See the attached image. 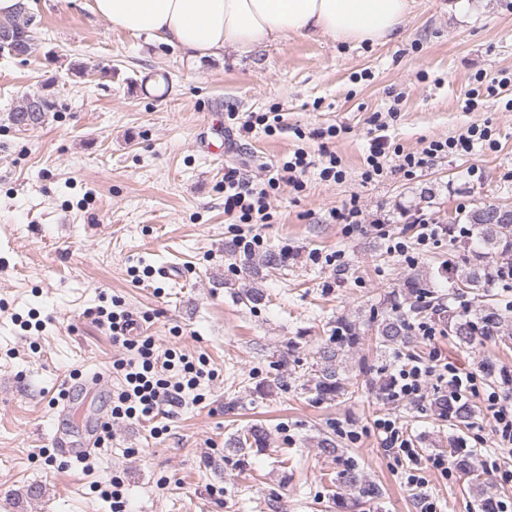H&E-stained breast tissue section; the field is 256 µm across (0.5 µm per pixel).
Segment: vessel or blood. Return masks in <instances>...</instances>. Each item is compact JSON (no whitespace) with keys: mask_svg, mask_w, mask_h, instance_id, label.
<instances>
[{"mask_svg":"<svg viewBox=\"0 0 512 512\" xmlns=\"http://www.w3.org/2000/svg\"><path fill=\"white\" fill-rule=\"evenodd\" d=\"M103 374L95 373L69 384V399L58 412V424L50 434L49 443L67 458L89 453L95 445L97 430L109 416L108 409L96 410L92 404L105 386Z\"/></svg>","mask_w":512,"mask_h":512,"instance_id":"b4317fda","label":"vessel or blood"}]
</instances>
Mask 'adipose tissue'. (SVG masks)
Masks as SVG:
<instances>
[{
	"label": "adipose tissue",
	"mask_w": 512,
	"mask_h": 512,
	"mask_svg": "<svg viewBox=\"0 0 512 512\" xmlns=\"http://www.w3.org/2000/svg\"><path fill=\"white\" fill-rule=\"evenodd\" d=\"M413 0H91L112 26L148 33L198 60L291 37L339 43L400 38Z\"/></svg>",
	"instance_id": "obj_1"
}]
</instances>
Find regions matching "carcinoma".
I'll list each match as a JSON object with an SVG mask.
<instances>
[{
  "instance_id": "1",
  "label": "carcinoma",
  "mask_w": 512,
  "mask_h": 512,
  "mask_svg": "<svg viewBox=\"0 0 512 512\" xmlns=\"http://www.w3.org/2000/svg\"><path fill=\"white\" fill-rule=\"evenodd\" d=\"M9 38L22 47L25 55H32L37 47V36L31 18L22 13L0 20V45ZM55 110L49 94H25L11 110L9 119L31 128L46 121ZM449 231L462 230L461 238H477L482 249L462 263H448L438 274L448 279V295H472L469 303L458 311H448L441 298L429 288L428 277L422 271L411 273L401 289L394 290L378 307H371L368 318L360 322L346 316L336 318L330 336L316 351L314 362L302 367L298 361H289L291 353L283 352L275 361L278 368H287L288 376L301 381L302 390L316 404L352 399L362 390L388 401L393 395L394 378L386 367L371 362L362 355L355 367L349 359L362 350L366 342L375 343L381 352L399 351L413 342L415 323L429 319L440 320L448 335L461 345L476 340L498 337L512 339V316L509 310L498 308L491 293V285L500 279L505 269H512V209L493 202H482L470 210L460 209L448 214ZM288 254L268 249L255 252L243 250L241 272L248 278H257L263 271L271 272L286 266ZM239 298L252 308L265 299L264 291L255 286L241 289ZM485 373L491 383L512 394V372L495 364H485ZM431 407L441 421H451L459 427L470 424L474 416L471 403L452 391L436 395ZM270 432L263 424H252L229 443L235 452L262 451L269 447ZM449 465L456 471L472 477L476 485L480 512H498V500L493 485L476 473L471 454L463 441L453 442L449 450ZM381 496L379 486L357 464L345 466L336 475V508L339 512H366Z\"/></svg>"
}]
</instances>
